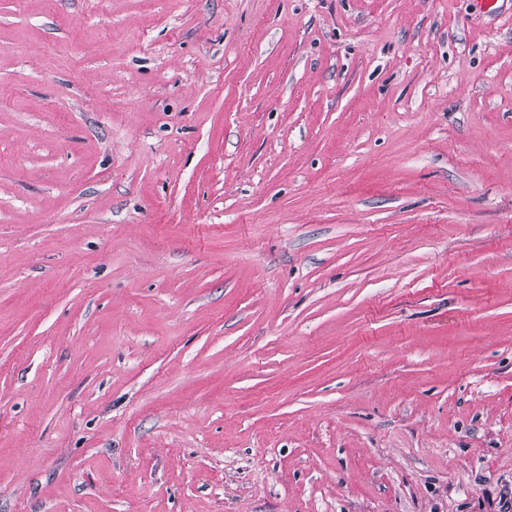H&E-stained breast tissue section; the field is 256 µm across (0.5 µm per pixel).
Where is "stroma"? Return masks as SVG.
Listing matches in <instances>:
<instances>
[{
  "instance_id": "obj_1",
  "label": "stroma",
  "mask_w": 512,
  "mask_h": 512,
  "mask_svg": "<svg viewBox=\"0 0 512 512\" xmlns=\"http://www.w3.org/2000/svg\"><path fill=\"white\" fill-rule=\"evenodd\" d=\"M0 512H512V0H0Z\"/></svg>"
}]
</instances>
